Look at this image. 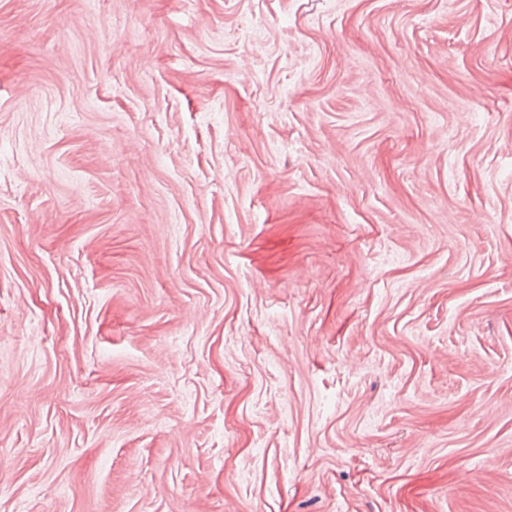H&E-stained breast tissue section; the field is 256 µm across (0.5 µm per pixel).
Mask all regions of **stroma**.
<instances>
[{
  "label": "stroma",
  "instance_id": "35a3bbf8",
  "mask_svg": "<svg viewBox=\"0 0 512 512\" xmlns=\"http://www.w3.org/2000/svg\"><path fill=\"white\" fill-rule=\"evenodd\" d=\"M0 512H512V0H0Z\"/></svg>",
  "mask_w": 512,
  "mask_h": 512
}]
</instances>
